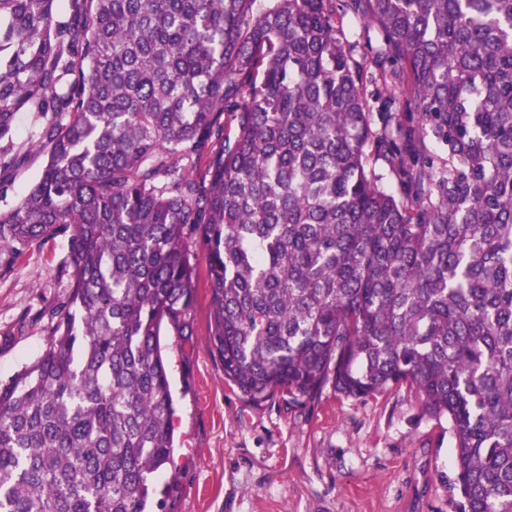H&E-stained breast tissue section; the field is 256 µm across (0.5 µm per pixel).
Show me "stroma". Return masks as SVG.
<instances>
[{"label": "stroma", "instance_id": "35a3bbf8", "mask_svg": "<svg viewBox=\"0 0 512 512\" xmlns=\"http://www.w3.org/2000/svg\"><path fill=\"white\" fill-rule=\"evenodd\" d=\"M42 117L20 113L22 159L0 175V209L20 201L46 164L34 143ZM67 242L39 241L0 269V382L44 347L52 312L67 294ZM211 303L199 265L190 338H163L174 396V460L159 487L166 512H461L447 417L404 388L347 398L333 387L306 404H254L224 379L209 344Z\"/></svg>", "mask_w": 512, "mask_h": 512}]
</instances>
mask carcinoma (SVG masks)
Segmentation results:
<instances>
[{
  "label": "carcinoma",
  "instance_id": "carcinoma-1",
  "mask_svg": "<svg viewBox=\"0 0 512 512\" xmlns=\"http://www.w3.org/2000/svg\"><path fill=\"white\" fill-rule=\"evenodd\" d=\"M350 13L403 76L411 149L373 127L392 99ZM31 110L46 164L0 259L66 237L68 294L0 383V512L163 506L161 336L192 335L200 253L229 385L404 387L448 417L461 512H512V0H0L3 172Z\"/></svg>",
  "mask_w": 512,
  "mask_h": 512
}]
</instances>
